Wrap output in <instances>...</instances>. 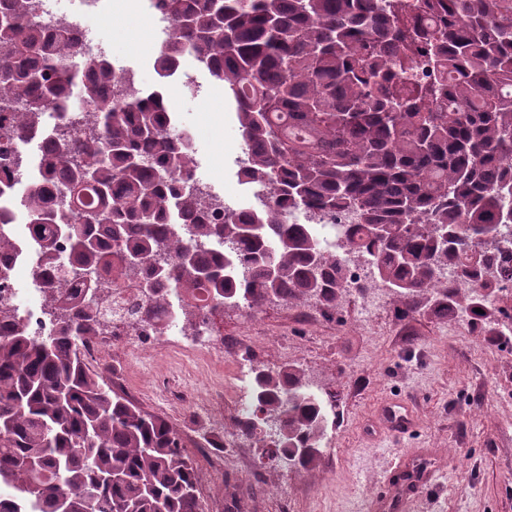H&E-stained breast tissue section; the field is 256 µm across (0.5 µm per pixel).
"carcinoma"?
Returning a JSON list of instances; mask_svg holds the SVG:
<instances>
[{"label":"carcinoma","instance_id":"obj_1","mask_svg":"<svg viewBox=\"0 0 512 512\" xmlns=\"http://www.w3.org/2000/svg\"><path fill=\"white\" fill-rule=\"evenodd\" d=\"M164 2L173 34L156 69L191 58L224 85L249 155L238 177L276 202L256 217L226 209L215 223L162 94L127 73L117 80L106 59L84 84L69 33L44 35L32 0H9L0 139L39 142L38 186L21 211L58 328L32 336L16 322L0 334V486L14 491L0 512H201L175 427L81 360L101 329L99 279L114 268L140 281L145 325L168 304L166 286L209 289L199 315L273 300L335 309L350 291L345 264L288 222L286 202L355 215L346 246L401 315L427 293L441 314L495 325L504 313L488 303L498 228L512 224V0H421L424 22L406 0ZM417 50L430 65L422 80L408 77ZM108 89L118 103L100 102ZM62 101L98 114L80 147L59 121ZM13 214L0 210V255L18 251ZM224 245L227 260L210 255ZM450 262L452 286L439 274ZM252 395L241 436L290 467L314 462L328 412L303 370L257 367Z\"/></svg>","mask_w":512,"mask_h":512}]
</instances>
